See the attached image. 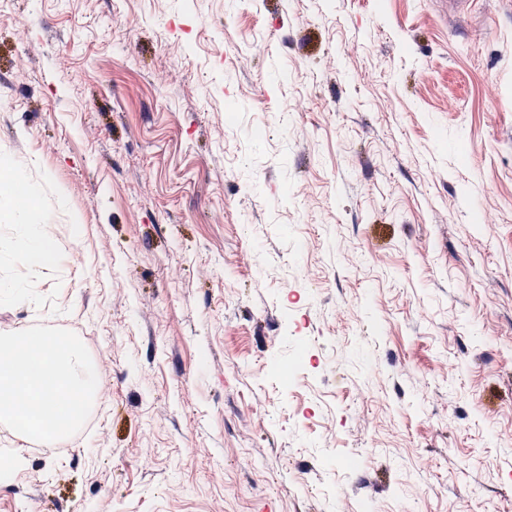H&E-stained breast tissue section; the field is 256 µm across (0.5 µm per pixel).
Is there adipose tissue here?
I'll list each match as a JSON object with an SVG mask.
<instances>
[{
    "label": "adipose tissue",
    "mask_w": 512,
    "mask_h": 512,
    "mask_svg": "<svg viewBox=\"0 0 512 512\" xmlns=\"http://www.w3.org/2000/svg\"><path fill=\"white\" fill-rule=\"evenodd\" d=\"M38 193L23 169L0 167V194L15 200L16 245L0 259L16 263L43 258L49 217L33 204ZM98 396L95 369L75 342L28 336L0 344V415L53 439L79 422Z\"/></svg>",
    "instance_id": "obj_1"
}]
</instances>
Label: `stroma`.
I'll return each instance as SVG.
<instances>
[{
    "label": "stroma",
    "instance_id": "stroma-1",
    "mask_svg": "<svg viewBox=\"0 0 512 512\" xmlns=\"http://www.w3.org/2000/svg\"><path fill=\"white\" fill-rule=\"evenodd\" d=\"M0 161L100 390L0 512H512V0H0ZM0 193L16 201L15 222L16 246L1 252L0 259L10 263L36 262L47 254L49 239L47 227L49 216L39 212L31 204L38 188L28 182L22 168L0 167Z\"/></svg>",
    "mask_w": 512,
    "mask_h": 512
}]
</instances>
